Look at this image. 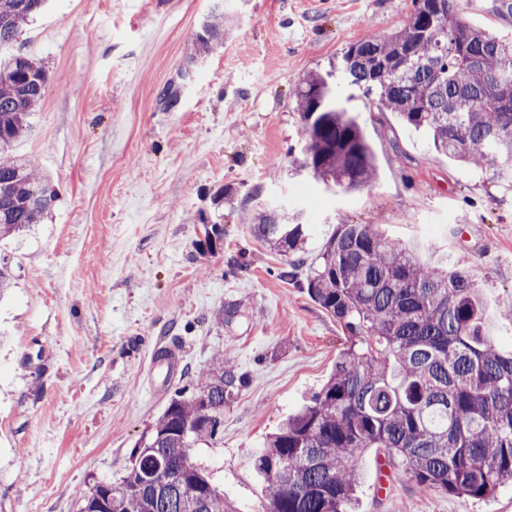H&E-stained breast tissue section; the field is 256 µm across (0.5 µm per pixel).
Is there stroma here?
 Instances as JSON below:
<instances>
[{
    "label": "stroma",
    "mask_w": 512,
    "mask_h": 512,
    "mask_svg": "<svg viewBox=\"0 0 512 512\" xmlns=\"http://www.w3.org/2000/svg\"><path fill=\"white\" fill-rule=\"evenodd\" d=\"M224 5V42L192 59ZM508 0H458L468 24L512 39ZM412 0H51L18 47L49 83L16 151L59 190L42 223L0 241L13 284L0 299V512H77V494L125 476L135 442L175 391L223 351L243 381L214 447L193 451L240 512L264 495L253 457L333 372L347 331L304 287L341 223L373 224L435 264L463 263L487 328L512 350V189L438 152L430 137L338 86L377 175L329 191L301 168L293 92L351 42L400 28ZM180 87L172 110L158 101ZM307 224L306 267L249 229L242 197ZM221 205H214L216 193ZM224 249L204 250V225ZM174 341L176 368L153 367ZM382 457L362 461L358 512H512V481L481 501L417 490Z\"/></svg>",
    "instance_id": "1"
}]
</instances>
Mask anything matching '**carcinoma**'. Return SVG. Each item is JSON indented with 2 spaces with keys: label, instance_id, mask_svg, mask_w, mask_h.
<instances>
[{
  "label": "carcinoma",
  "instance_id": "obj_1",
  "mask_svg": "<svg viewBox=\"0 0 512 512\" xmlns=\"http://www.w3.org/2000/svg\"><path fill=\"white\" fill-rule=\"evenodd\" d=\"M47 0H0V239L39 224L59 195L53 180L13 152L49 77L20 51L4 53ZM224 41L215 10L194 38L198 55ZM423 130L463 165L512 187V40L463 20L456 0H413L408 21L388 35L348 45L330 70L295 90L302 166L324 183L358 189L375 176L359 124L332 78ZM259 205L255 238L283 257L280 277L305 263L308 232ZM204 244L224 247V227L205 224ZM306 279L310 298L358 339L326 383L266 438L254 455L265 494L256 512H357L360 458L376 448L415 485L464 499L493 496L512 479V351L487 334L479 289L467 269L430 266L371 224L342 223ZM218 355L178 392L136 442L119 482L79 494V512H236L192 450L215 444L236 382Z\"/></svg>",
  "mask_w": 512,
  "mask_h": 512
}]
</instances>
